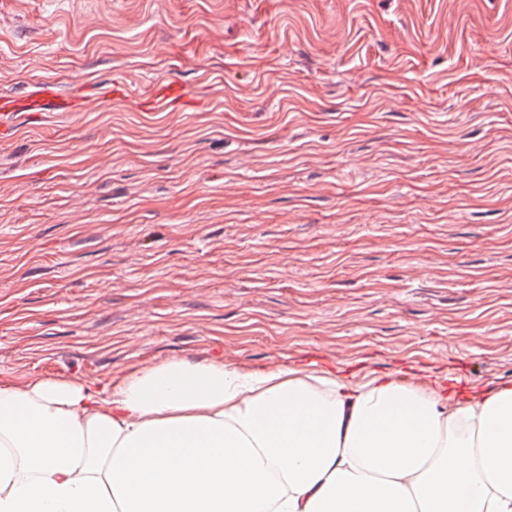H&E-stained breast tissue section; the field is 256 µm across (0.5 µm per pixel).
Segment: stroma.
Returning a JSON list of instances; mask_svg holds the SVG:
<instances>
[{
	"label": "stroma",
	"instance_id": "stroma-1",
	"mask_svg": "<svg viewBox=\"0 0 512 512\" xmlns=\"http://www.w3.org/2000/svg\"><path fill=\"white\" fill-rule=\"evenodd\" d=\"M45 81L95 103L0 137L1 381L512 386V0H0V94ZM188 102L184 85L176 79H168L156 85L141 101L143 112H165L172 106Z\"/></svg>",
	"mask_w": 512,
	"mask_h": 512
}]
</instances>
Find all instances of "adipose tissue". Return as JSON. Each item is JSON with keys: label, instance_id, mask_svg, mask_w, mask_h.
I'll return each mask as SVG.
<instances>
[{"label": "adipose tissue", "instance_id": "adipose-tissue-1", "mask_svg": "<svg viewBox=\"0 0 512 512\" xmlns=\"http://www.w3.org/2000/svg\"><path fill=\"white\" fill-rule=\"evenodd\" d=\"M0 512H512V388L181 358L4 381Z\"/></svg>", "mask_w": 512, "mask_h": 512}]
</instances>
